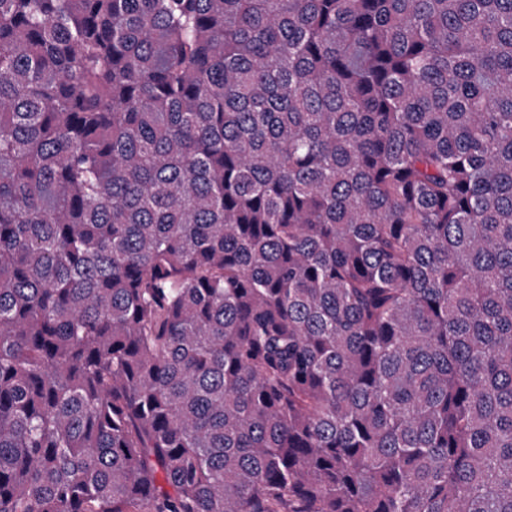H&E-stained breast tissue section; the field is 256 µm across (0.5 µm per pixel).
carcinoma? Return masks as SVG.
<instances>
[{
    "label": "carcinoma",
    "mask_w": 512,
    "mask_h": 512,
    "mask_svg": "<svg viewBox=\"0 0 512 512\" xmlns=\"http://www.w3.org/2000/svg\"><path fill=\"white\" fill-rule=\"evenodd\" d=\"M0 512H512V0H0Z\"/></svg>",
    "instance_id": "obj_1"
}]
</instances>
